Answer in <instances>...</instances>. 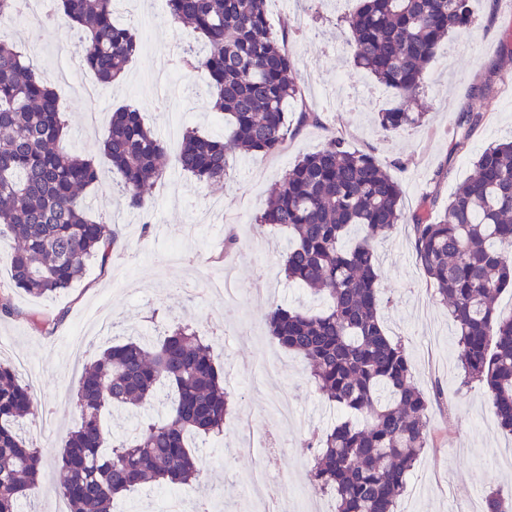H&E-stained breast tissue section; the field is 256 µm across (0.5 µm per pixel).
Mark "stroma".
Here are the masks:
<instances>
[{"label": "stroma", "mask_w": 512, "mask_h": 512, "mask_svg": "<svg viewBox=\"0 0 512 512\" xmlns=\"http://www.w3.org/2000/svg\"><path fill=\"white\" fill-rule=\"evenodd\" d=\"M471 9L472 30L445 40L426 67L418 106L423 124L386 132L378 114L392 106V91L354 65L334 7L313 0L303 27H292L291 40L297 65L313 66L322 74V86H302L303 104L319 113L320 124L289 134L276 153L232 155L224 181L214 184L180 173L173 162L185 130L224 134L223 114L197 96L206 87V75L194 72L167 86L168 98L191 105L175 133L169 130V111L158 107L148 80L174 47L197 40L191 31L167 23L165 4L157 6L150 43L132 58L122 80L105 86L102 100L62 91L55 72L58 47H65L77 65L82 43L57 28L20 29L16 45L37 73L60 89L66 150L95 152L113 111L132 105L158 133L168 155L143 209L130 210L120 202L118 177L109 171L85 192L93 219L118 224L124 255L104 265L91 261L83 280L49 298L12 292L15 315H0V357L10 361L23 355L41 379L35 412L21 425L23 436L52 451L78 424L73 394L82 367L112 341L108 334L95 336L92 314L132 339L144 333L157 337L166 325L188 323L210 343L233 400L223 434L195 441L209 477L189 490L186 512L198 501L209 502L214 512H251L242 479L260 459L248 453L249 438L236 422L246 412L261 410L284 388L294 396L299 420L274 431L276 474L308 485L313 454L308 444L318 441L341 412L316 391L304 359L271 339L267 308L259 299L267 295L278 303L315 309L320 303L285 278L287 233L259 229L254 217L296 160L336 136L350 148L378 156L403 189V218L376 244L380 310L389 336L409 355L413 383L431 397V436L396 512H472L490 491L512 494V466L506 464L512 459V434L499 427L481 385H462L455 327L427 284L412 245V217L429 210L426 200H435L429 211L440 215L456 186L472 174L473 157L490 143L512 137V59L500 52L502 39L512 31V0H471ZM300 105L289 104V117H296ZM472 109L489 119L466 152L450 155L458 117ZM204 274L233 276L235 320L225 321L223 306L202 299L198 284ZM35 315L51 319L50 328L35 329ZM228 447L239 454L225 462L220 455Z\"/></svg>", "instance_id": "obj_1"}]
</instances>
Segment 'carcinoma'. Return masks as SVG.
Masks as SVG:
<instances>
[{
    "instance_id": "cac0c4a2",
    "label": "carcinoma",
    "mask_w": 512,
    "mask_h": 512,
    "mask_svg": "<svg viewBox=\"0 0 512 512\" xmlns=\"http://www.w3.org/2000/svg\"><path fill=\"white\" fill-rule=\"evenodd\" d=\"M267 0H166L172 23L202 38L186 50L191 68L208 75L205 95L224 113V139L185 132L175 166L221 182L228 157L278 151L288 135V104L301 97L288 31L272 34ZM115 0H52L50 20L80 35L83 65L102 84L125 72L139 49L135 32L114 19ZM355 66L394 91L416 96L441 41L473 25L471 0H360L340 17ZM423 113L397 106L379 114L398 131ZM487 121L464 112L450 153L464 151ZM66 124L57 93L25 53L0 37V242L12 243L10 287L49 297L71 286L95 256L107 263L123 250L116 224L92 219L83 192L101 168L121 176L129 208L148 203L165 151L141 112L117 109L98 157L60 149ZM475 171L433 219L415 215L413 247L435 294L456 327L463 383L486 390L500 427L512 433V314L497 310L512 288V141L484 148ZM402 187L372 154L332 138L285 172L256 224L288 230L285 278L326 300L318 311L272 305L265 316L282 348L302 355L323 397L346 416L316 447L314 489L336 498V512H395L414 464L427 446L430 399L411 382L401 343L381 322L372 242L401 218ZM361 231L349 243L350 228ZM166 394L165 411L147 408ZM35 397L15 367L0 362V512H20L34 499L47 463L63 474L68 512H112L114 499L153 485L185 490L204 476L193 435L218 436L230 394L209 347L188 324L152 344L114 342L83 369L77 388L80 422L50 456L16 430ZM134 414L135 436L119 440L107 426L112 408Z\"/></svg>"
}]
</instances>
